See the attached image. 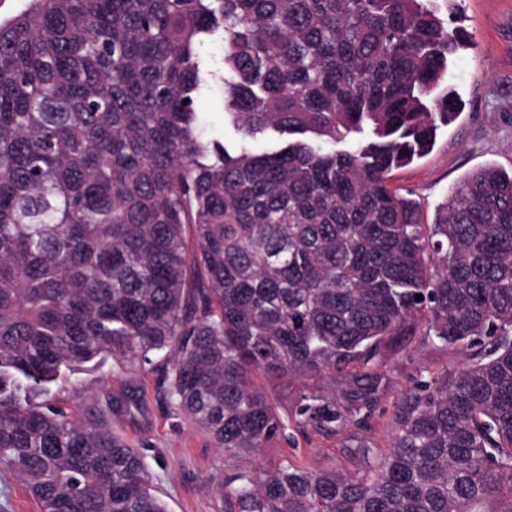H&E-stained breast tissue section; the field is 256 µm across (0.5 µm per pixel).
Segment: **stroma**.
<instances>
[{
    "label": "stroma",
    "mask_w": 512,
    "mask_h": 512,
    "mask_svg": "<svg viewBox=\"0 0 512 512\" xmlns=\"http://www.w3.org/2000/svg\"><path fill=\"white\" fill-rule=\"evenodd\" d=\"M440 15H452L469 34L468 46L448 58L446 85L461 105L458 118L439 129L432 151L393 172L390 185L412 194L421 206V220L432 223L450 189L469 172L492 165L512 170V0H435ZM205 137L235 144L224 124L221 89L199 103ZM426 316L413 320V331L383 356L384 386L376 410L360 427L348 425L333 437L318 433L298 437L296 445L275 443L259 455L242 459L251 469L274 470L290 459L313 468L360 472L366 460H378L392 443V411L419 380L457 367L464 360L457 347L424 336ZM318 393L349 390L344 376L308 382L279 380L261 387L278 412L293 405L301 386ZM55 402L79 409L118 402L113 430L143 455L152 490L168 512H224V477L229 469L211 438L173 408L158 372L150 364L126 369L113 360L62 377L53 388Z\"/></svg>",
    "instance_id": "1"
}]
</instances>
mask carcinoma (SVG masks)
Returning <instances> with one entry per match:
<instances>
[{
    "label": "carcinoma",
    "instance_id": "1",
    "mask_svg": "<svg viewBox=\"0 0 512 512\" xmlns=\"http://www.w3.org/2000/svg\"><path fill=\"white\" fill-rule=\"evenodd\" d=\"M216 39L237 150L198 131ZM461 41L431 0H30L0 20V467L41 512H168L134 445L50 402L61 375L154 365L232 465L368 419L420 313L484 353L406 393L364 473L237 468L224 512L512 500V172L469 173L431 224L389 186L457 118L440 86ZM338 372L346 403L302 390L289 416L253 381Z\"/></svg>",
    "mask_w": 512,
    "mask_h": 512
}]
</instances>
